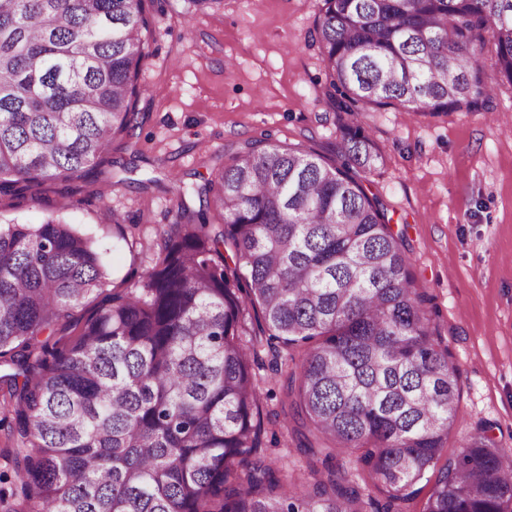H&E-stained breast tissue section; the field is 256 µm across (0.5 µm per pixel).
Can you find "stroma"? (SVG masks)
<instances>
[{"mask_svg":"<svg viewBox=\"0 0 512 512\" xmlns=\"http://www.w3.org/2000/svg\"><path fill=\"white\" fill-rule=\"evenodd\" d=\"M319 0H224L185 16L168 0H147L154 32L142 80V124L119 135L104 170L118 185L96 194V173L45 182L37 195H1L0 224L59 218L88 230L107 259V282L135 287L153 262L150 243L170 223L171 201L198 193L245 143L271 137L335 159L342 123L325 97L328 80L310 33ZM380 155L363 174L368 194L403 234L417 288L430 300L432 328L459 370L464 418L444 457L483 427L512 448V87L491 110L413 114L399 106L360 113ZM124 214L118 225L109 210ZM280 416L265 423L262 452L293 478L308 458Z\"/></svg>","mask_w":512,"mask_h":512,"instance_id":"obj_1","label":"stroma"}]
</instances>
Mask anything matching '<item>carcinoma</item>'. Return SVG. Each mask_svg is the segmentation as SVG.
<instances>
[{
  "label": "carcinoma",
  "mask_w": 512,
  "mask_h": 512,
  "mask_svg": "<svg viewBox=\"0 0 512 512\" xmlns=\"http://www.w3.org/2000/svg\"><path fill=\"white\" fill-rule=\"evenodd\" d=\"M145 2L0 0V195L96 170L138 127ZM322 2L310 38L335 112H483L495 82L512 85V0ZM489 39L495 79L480 62ZM336 155L248 143L214 202L177 200L133 291L105 292L103 255L75 225L0 224L21 512H404L435 469L424 512H512V448L485 429L440 463L461 421L457 370L403 237L362 185L378 159L369 136L346 127ZM46 331L60 338L35 356ZM296 351L286 397L310 435L302 489L258 452L274 393L255 367ZM338 447L360 451L384 502L346 479Z\"/></svg>",
  "instance_id": "carcinoma-1"
}]
</instances>
